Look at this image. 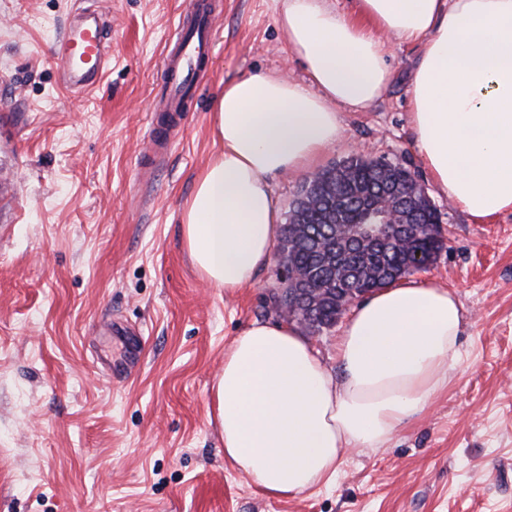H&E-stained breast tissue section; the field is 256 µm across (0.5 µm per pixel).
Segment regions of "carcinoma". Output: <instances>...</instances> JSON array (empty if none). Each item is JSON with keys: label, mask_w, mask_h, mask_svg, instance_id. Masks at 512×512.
<instances>
[{"label": "carcinoma", "mask_w": 512, "mask_h": 512, "mask_svg": "<svg viewBox=\"0 0 512 512\" xmlns=\"http://www.w3.org/2000/svg\"><path fill=\"white\" fill-rule=\"evenodd\" d=\"M342 168L344 175L330 180L329 189L320 190L308 204L303 201L308 190H303L292 209L305 224L306 232L288 231L283 246L288 262L303 273L300 280L303 287L326 288L334 283L338 288L372 290L393 282L404 273H412L415 255L428 257L442 247L441 239L421 235L413 237L408 248L378 242L364 247L357 244L339 261L328 260L319 251V244L326 242L335 231L328 211L339 214L345 223L356 227L364 222L368 200L378 198L389 184L406 180L405 169L385 171L361 157L350 158ZM337 315L336 300H323L314 313L315 329L331 326Z\"/></svg>", "instance_id": "1"}]
</instances>
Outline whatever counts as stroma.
<instances>
[{"instance_id": "35a3bbf8", "label": "stroma", "mask_w": 512, "mask_h": 512, "mask_svg": "<svg viewBox=\"0 0 512 512\" xmlns=\"http://www.w3.org/2000/svg\"><path fill=\"white\" fill-rule=\"evenodd\" d=\"M189 0H106L112 68L92 93L53 58L79 0H0V512H512V213L474 223L438 195L407 123L414 46L319 163L413 171L450 235L412 273L455 288L465 321L448 387L381 448L346 451L332 485L259 492L224 462L212 403L224 352L281 322L278 258L227 291L182 244L180 214L217 150L213 105L256 70L304 81L275 0H222L216 42L168 146L153 111Z\"/></svg>"}]
</instances>
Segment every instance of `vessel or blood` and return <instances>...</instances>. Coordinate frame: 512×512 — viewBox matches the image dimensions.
<instances>
[{"label": "vessel or blood", "instance_id": "obj_1", "mask_svg": "<svg viewBox=\"0 0 512 512\" xmlns=\"http://www.w3.org/2000/svg\"><path fill=\"white\" fill-rule=\"evenodd\" d=\"M218 14L213 0H190L169 39L162 67L159 101L165 111H191L189 93L213 48L212 31ZM109 21L100 12L82 9L73 14L57 49L63 86L86 93L104 79L112 65L108 51Z\"/></svg>", "mask_w": 512, "mask_h": 512}]
</instances>
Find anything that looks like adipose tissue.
Instances as JSON below:
<instances>
[{"instance_id":"1","label":"adipose tissue","mask_w":512,"mask_h":512,"mask_svg":"<svg viewBox=\"0 0 512 512\" xmlns=\"http://www.w3.org/2000/svg\"><path fill=\"white\" fill-rule=\"evenodd\" d=\"M308 82L257 71L228 81L213 111L219 151L181 215L202 277L235 290L281 235L271 178L315 169L342 138L340 108L370 109L392 79L385 35L415 45L408 125L434 187L475 222L512 212V0H276ZM464 312L435 281L394 283L356 304L331 372L289 322H253L214 387L224 460L262 493L331 484L346 449L388 442L448 386Z\"/></svg>"}]
</instances>
